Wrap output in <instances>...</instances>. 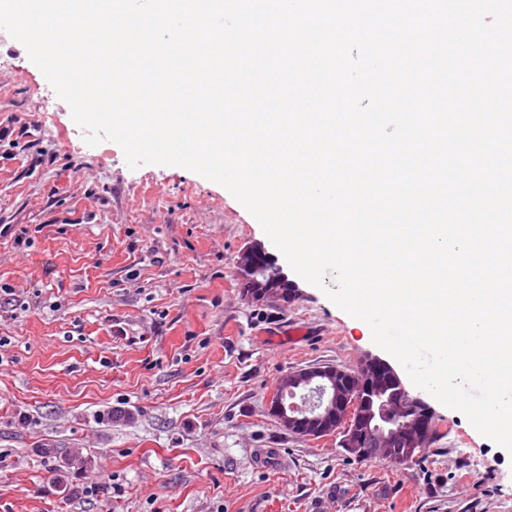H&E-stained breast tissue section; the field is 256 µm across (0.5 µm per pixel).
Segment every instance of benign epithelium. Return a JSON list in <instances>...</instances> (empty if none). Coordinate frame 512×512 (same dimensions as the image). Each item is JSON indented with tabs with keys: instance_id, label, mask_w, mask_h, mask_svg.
<instances>
[{
	"instance_id": "benign-epithelium-1",
	"label": "benign epithelium",
	"mask_w": 512,
	"mask_h": 512,
	"mask_svg": "<svg viewBox=\"0 0 512 512\" xmlns=\"http://www.w3.org/2000/svg\"><path fill=\"white\" fill-rule=\"evenodd\" d=\"M238 268L245 283L252 274L263 272L272 282L287 286L289 297L298 295L299 289L264 249L256 255L245 251ZM268 412L296 435L342 434V447L357 457L366 448L381 454L396 446L405 448L406 454L392 457L394 462H404L425 447L434 422L430 405L411 395L396 370L377 357L355 371L324 365L287 373L276 386Z\"/></svg>"
}]
</instances>
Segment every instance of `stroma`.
Here are the masks:
<instances>
[{
  "instance_id": "stroma-1",
  "label": "stroma",
  "mask_w": 512,
  "mask_h": 512,
  "mask_svg": "<svg viewBox=\"0 0 512 512\" xmlns=\"http://www.w3.org/2000/svg\"><path fill=\"white\" fill-rule=\"evenodd\" d=\"M1 124L0 512H512V454L438 401L402 464L278 425L286 372L384 357L369 326L293 272L297 299H246L240 253L277 252L257 219L193 171L87 145L3 30Z\"/></svg>"
}]
</instances>
